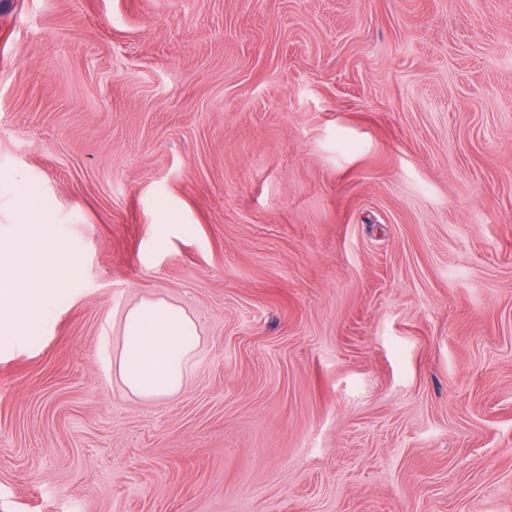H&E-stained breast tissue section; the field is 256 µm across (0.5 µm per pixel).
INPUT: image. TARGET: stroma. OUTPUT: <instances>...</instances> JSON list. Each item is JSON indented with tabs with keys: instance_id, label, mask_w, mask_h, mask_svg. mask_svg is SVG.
Returning a JSON list of instances; mask_svg holds the SVG:
<instances>
[{
	"instance_id": "35a3bbf8",
	"label": "stroma",
	"mask_w": 512,
	"mask_h": 512,
	"mask_svg": "<svg viewBox=\"0 0 512 512\" xmlns=\"http://www.w3.org/2000/svg\"><path fill=\"white\" fill-rule=\"evenodd\" d=\"M0 512H512V0H0ZM195 318L181 393L123 312ZM121 332L112 371L127 391L145 400L178 394L200 343L192 316L164 298H142L123 315Z\"/></svg>"
}]
</instances>
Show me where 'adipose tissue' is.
Instances as JSON below:
<instances>
[{"label": "adipose tissue", "mask_w": 512, "mask_h": 512, "mask_svg": "<svg viewBox=\"0 0 512 512\" xmlns=\"http://www.w3.org/2000/svg\"><path fill=\"white\" fill-rule=\"evenodd\" d=\"M121 345L112 370L132 395L163 400L184 387L200 336L192 316L163 298H143L122 317Z\"/></svg>", "instance_id": "adipose-tissue-1"}]
</instances>
